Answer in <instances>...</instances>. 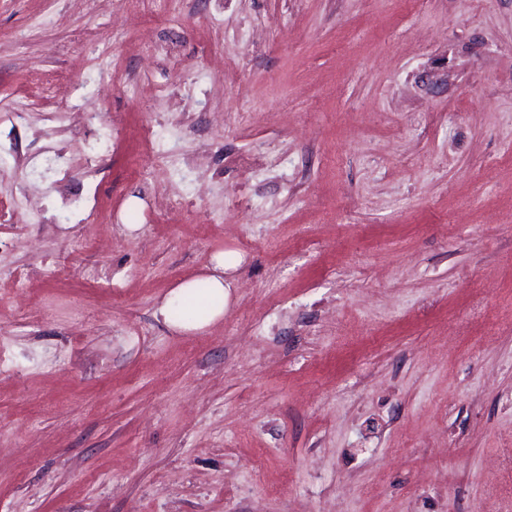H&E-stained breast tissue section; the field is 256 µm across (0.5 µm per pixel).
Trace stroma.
<instances>
[{
	"label": "stroma",
	"instance_id": "obj_1",
	"mask_svg": "<svg viewBox=\"0 0 512 512\" xmlns=\"http://www.w3.org/2000/svg\"><path fill=\"white\" fill-rule=\"evenodd\" d=\"M49 85L0 512H512V0H0V98ZM232 267L224 261V253H218L213 256L203 279L207 288L197 289L198 280L183 281L173 288L159 308V314L168 326L178 331H199L224 315L229 295L224 274ZM175 304H183L185 309V315L178 319L170 313Z\"/></svg>",
	"mask_w": 512,
	"mask_h": 512
}]
</instances>
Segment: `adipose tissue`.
Listing matches in <instances>:
<instances>
[{"label":"adipose tissue","mask_w":512,"mask_h":512,"mask_svg":"<svg viewBox=\"0 0 512 512\" xmlns=\"http://www.w3.org/2000/svg\"><path fill=\"white\" fill-rule=\"evenodd\" d=\"M227 269L223 254H216L203 283L187 280L173 288L159 309L168 326L178 331H199L219 319L228 296L224 279Z\"/></svg>","instance_id":"1"}]
</instances>
